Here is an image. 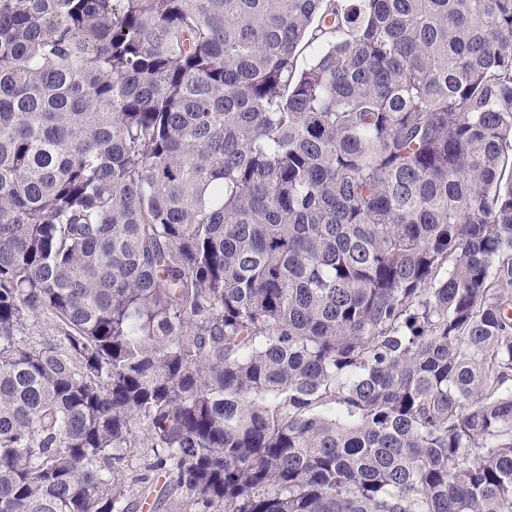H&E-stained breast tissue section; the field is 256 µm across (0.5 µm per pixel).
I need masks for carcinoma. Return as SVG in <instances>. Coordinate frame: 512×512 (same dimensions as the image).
I'll list each match as a JSON object with an SVG mask.
<instances>
[{
  "mask_svg": "<svg viewBox=\"0 0 512 512\" xmlns=\"http://www.w3.org/2000/svg\"><path fill=\"white\" fill-rule=\"evenodd\" d=\"M132 483L512 512V0H0V512Z\"/></svg>",
  "mask_w": 512,
  "mask_h": 512,
  "instance_id": "cac0c4a2",
  "label": "carcinoma"
}]
</instances>
